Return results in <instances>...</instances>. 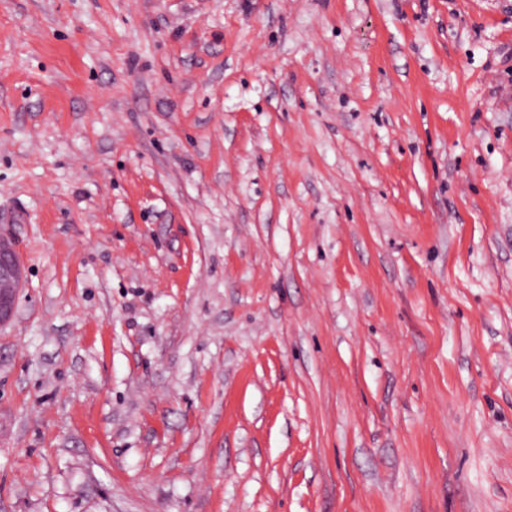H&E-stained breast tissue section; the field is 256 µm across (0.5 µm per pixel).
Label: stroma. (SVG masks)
Masks as SVG:
<instances>
[{
  "label": "stroma",
  "instance_id": "1",
  "mask_svg": "<svg viewBox=\"0 0 512 512\" xmlns=\"http://www.w3.org/2000/svg\"><path fill=\"white\" fill-rule=\"evenodd\" d=\"M0 512H512V0H0ZM23 268L12 241L0 234V324L13 314Z\"/></svg>",
  "mask_w": 512,
  "mask_h": 512
}]
</instances>
